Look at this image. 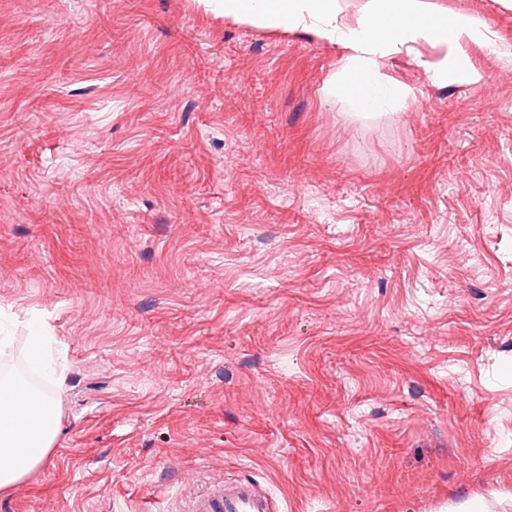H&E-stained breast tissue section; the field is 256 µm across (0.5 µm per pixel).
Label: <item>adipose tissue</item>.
<instances>
[{"label":"adipose tissue","instance_id":"obj_1","mask_svg":"<svg viewBox=\"0 0 512 512\" xmlns=\"http://www.w3.org/2000/svg\"><path fill=\"white\" fill-rule=\"evenodd\" d=\"M216 16L270 29L305 27L321 41L340 46L343 65L330 90L344 94L351 110L375 112L404 106L411 96L405 85L381 72L384 59L421 43L455 49L480 41L498 56L512 48L492 37L487 21L459 14L450 36L440 33V14L431 0H367L359 15H345L339 0H199ZM59 415L55 401L17 380L0 384V493L10 490L42 462L56 436Z\"/></svg>","mask_w":512,"mask_h":512}]
</instances>
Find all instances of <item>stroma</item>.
Here are the masks:
<instances>
[{
  "label": "stroma",
  "mask_w": 512,
  "mask_h": 512,
  "mask_svg": "<svg viewBox=\"0 0 512 512\" xmlns=\"http://www.w3.org/2000/svg\"><path fill=\"white\" fill-rule=\"evenodd\" d=\"M477 12L512 43L507 0ZM348 113L339 47L194 0H0V333L59 408L0 512H512V58ZM187 512H274L268 493L257 483L246 479H224L214 482L196 494Z\"/></svg>",
  "instance_id": "obj_1"
}]
</instances>
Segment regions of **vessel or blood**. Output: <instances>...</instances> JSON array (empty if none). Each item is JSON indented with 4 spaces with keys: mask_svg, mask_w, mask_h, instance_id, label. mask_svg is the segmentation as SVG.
Here are the masks:
<instances>
[{
    "mask_svg": "<svg viewBox=\"0 0 512 512\" xmlns=\"http://www.w3.org/2000/svg\"><path fill=\"white\" fill-rule=\"evenodd\" d=\"M187 512H274V507L258 483L234 478L214 482L196 494Z\"/></svg>",
    "mask_w": 512,
    "mask_h": 512,
    "instance_id": "vessel-or-blood-1",
    "label": "vessel or blood"
}]
</instances>
